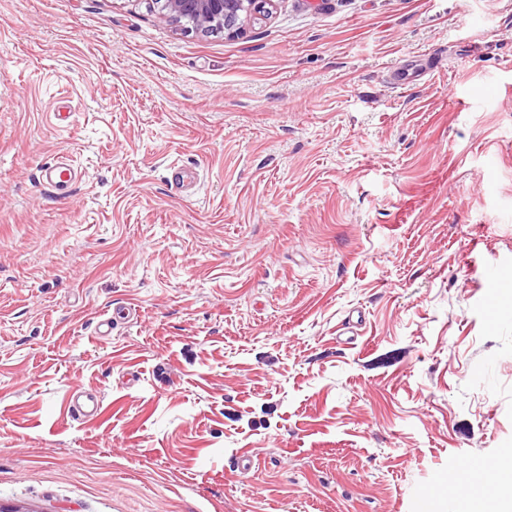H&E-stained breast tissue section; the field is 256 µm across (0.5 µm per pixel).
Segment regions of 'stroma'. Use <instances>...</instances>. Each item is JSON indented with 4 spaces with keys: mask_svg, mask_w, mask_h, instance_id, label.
<instances>
[{
    "mask_svg": "<svg viewBox=\"0 0 512 512\" xmlns=\"http://www.w3.org/2000/svg\"><path fill=\"white\" fill-rule=\"evenodd\" d=\"M510 307L512 0H0L7 512H452ZM163 2L165 15L186 31L224 32L229 36L243 33L244 18L265 8L272 0H155ZM79 169L64 160H57L42 166L39 181L57 190L67 189L79 179Z\"/></svg>",
    "mask_w": 512,
    "mask_h": 512,
    "instance_id": "35a3bbf8",
    "label": "stroma"
}]
</instances>
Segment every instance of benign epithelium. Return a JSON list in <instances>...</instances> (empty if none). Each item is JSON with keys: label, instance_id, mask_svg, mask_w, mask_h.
<instances>
[{"label": "benign epithelium", "instance_id": "benign-epithelium-1", "mask_svg": "<svg viewBox=\"0 0 512 512\" xmlns=\"http://www.w3.org/2000/svg\"><path fill=\"white\" fill-rule=\"evenodd\" d=\"M272 0H163L162 10L186 31L243 33L244 19L261 12Z\"/></svg>", "mask_w": 512, "mask_h": 512}]
</instances>
